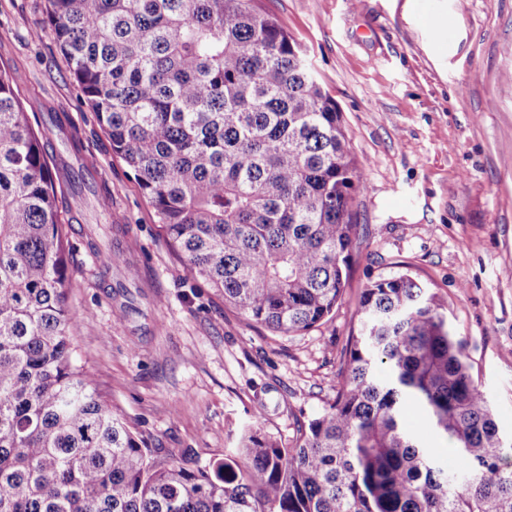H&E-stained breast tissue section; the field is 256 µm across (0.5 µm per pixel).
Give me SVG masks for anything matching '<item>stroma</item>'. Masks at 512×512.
<instances>
[{
	"instance_id": "35a3bbf8",
	"label": "stroma",
	"mask_w": 512,
	"mask_h": 512,
	"mask_svg": "<svg viewBox=\"0 0 512 512\" xmlns=\"http://www.w3.org/2000/svg\"><path fill=\"white\" fill-rule=\"evenodd\" d=\"M282 21L342 113L368 184L333 318L277 337L196 285L127 164L113 155L46 25V0H0V67L50 153L112 194L80 203L67 303L79 361L156 460L209 466L258 417L289 442L335 396L362 288L406 272L447 303L472 373L512 434V0H256ZM448 21L437 40L434 20ZM67 112L82 157L43 115ZM113 253L118 262L104 263Z\"/></svg>"
}]
</instances>
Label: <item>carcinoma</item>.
<instances>
[{"instance_id":"1","label":"carcinoma","mask_w":512,"mask_h":512,"mask_svg":"<svg viewBox=\"0 0 512 512\" xmlns=\"http://www.w3.org/2000/svg\"><path fill=\"white\" fill-rule=\"evenodd\" d=\"M255 0H47V25L112 153L187 272L276 335L327 323L367 168L300 45ZM0 69V512H512V438L437 293L367 284L333 402L291 443L250 425L208 468L151 460L74 358L68 223ZM455 449L448 474L406 421Z\"/></svg>"}]
</instances>
